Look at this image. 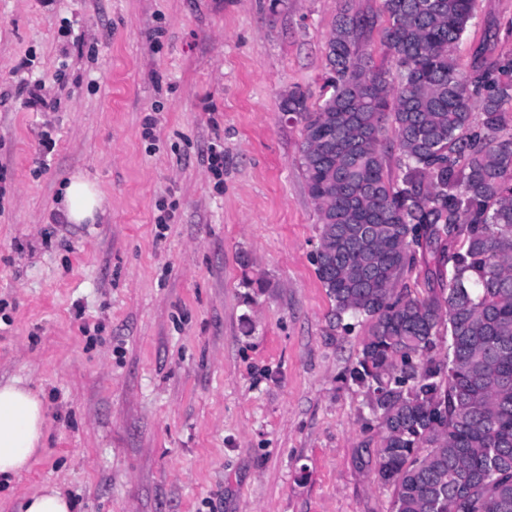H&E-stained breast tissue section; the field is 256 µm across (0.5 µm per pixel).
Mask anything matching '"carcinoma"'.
Wrapping results in <instances>:
<instances>
[{"label":"carcinoma","instance_id":"cac0c4a2","mask_svg":"<svg viewBox=\"0 0 512 512\" xmlns=\"http://www.w3.org/2000/svg\"><path fill=\"white\" fill-rule=\"evenodd\" d=\"M425 2L382 0L395 77L362 49L372 19L342 9L320 102L296 87L281 109L301 125L319 279L337 320L368 325L350 377L379 421L366 464L393 512H512V58L461 70L474 0ZM428 254L450 275L420 298L402 280Z\"/></svg>","mask_w":512,"mask_h":512}]
</instances>
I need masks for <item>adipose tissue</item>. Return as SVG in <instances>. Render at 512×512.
I'll use <instances>...</instances> for the list:
<instances>
[{
	"label": "adipose tissue",
	"instance_id": "adipose-tissue-1",
	"mask_svg": "<svg viewBox=\"0 0 512 512\" xmlns=\"http://www.w3.org/2000/svg\"><path fill=\"white\" fill-rule=\"evenodd\" d=\"M103 204L95 185L81 176L65 183L60 211L66 222H94ZM41 399L19 382L0 384V484L10 483L28 466L45 428Z\"/></svg>",
	"mask_w": 512,
	"mask_h": 512
}]
</instances>
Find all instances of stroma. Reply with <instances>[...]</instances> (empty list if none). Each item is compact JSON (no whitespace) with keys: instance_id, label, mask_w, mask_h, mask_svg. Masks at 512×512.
<instances>
[{"instance_id":"35a3bbf8","label":"stroma","mask_w":512,"mask_h":512,"mask_svg":"<svg viewBox=\"0 0 512 512\" xmlns=\"http://www.w3.org/2000/svg\"><path fill=\"white\" fill-rule=\"evenodd\" d=\"M347 6L382 0H0V382L46 411L0 512L47 483L75 512H392L281 110ZM479 53L512 57V0H475L453 54ZM75 174L95 223L52 219Z\"/></svg>"}]
</instances>
